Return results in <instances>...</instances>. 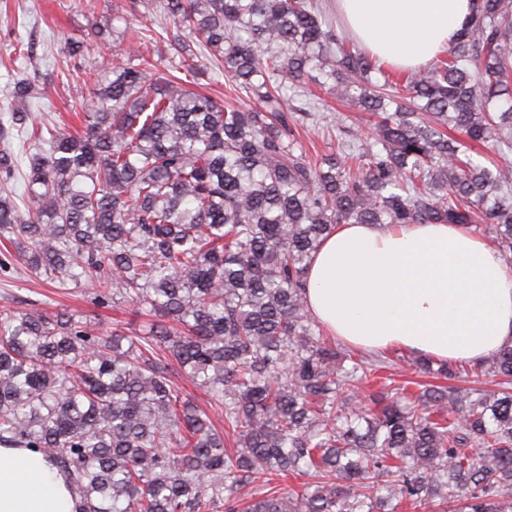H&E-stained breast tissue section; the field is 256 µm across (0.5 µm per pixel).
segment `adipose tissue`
<instances>
[{"mask_svg":"<svg viewBox=\"0 0 512 512\" xmlns=\"http://www.w3.org/2000/svg\"><path fill=\"white\" fill-rule=\"evenodd\" d=\"M360 45L397 68L448 49L471 0H336ZM309 313L328 335L371 351L481 363L512 344V269L459 224H341L308 272ZM75 490L27 448L0 447V512H74Z\"/></svg>","mask_w":512,"mask_h":512,"instance_id":"adipose-tissue-1","label":"adipose tissue"}]
</instances>
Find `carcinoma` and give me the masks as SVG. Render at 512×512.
Masks as SVG:
<instances>
[{
    "label": "carcinoma",
    "instance_id": "cac0c4a2",
    "mask_svg": "<svg viewBox=\"0 0 512 512\" xmlns=\"http://www.w3.org/2000/svg\"><path fill=\"white\" fill-rule=\"evenodd\" d=\"M158 6L163 66L99 27L68 42L97 57L74 84L80 130L19 108L0 123V245L43 283L88 281L149 316L104 336L66 309L0 305V446L58 464L78 512H512V346L469 367L403 356L450 384L396 385L394 360L341 351L305 299L339 224H461L512 265V0H473L453 45L396 79L319 0ZM199 50L254 105L179 77ZM310 83L376 117L319 163L293 133L323 119ZM36 95L24 76L9 93ZM289 475L301 489L274 484Z\"/></svg>",
    "mask_w": 512,
    "mask_h": 512
}]
</instances>
